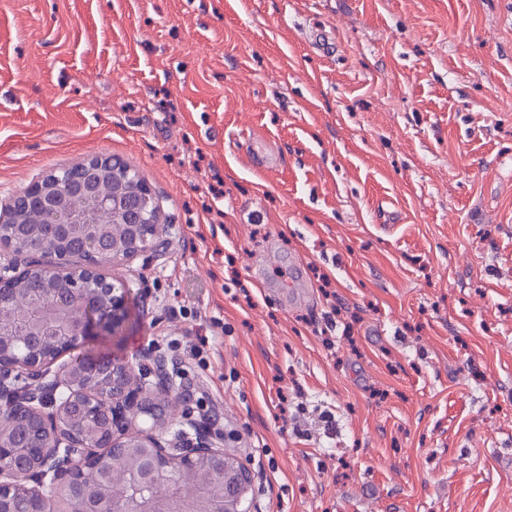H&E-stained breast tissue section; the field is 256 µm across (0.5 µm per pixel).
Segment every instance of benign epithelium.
<instances>
[{
	"instance_id": "1",
	"label": "benign epithelium",
	"mask_w": 512,
	"mask_h": 512,
	"mask_svg": "<svg viewBox=\"0 0 512 512\" xmlns=\"http://www.w3.org/2000/svg\"><path fill=\"white\" fill-rule=\"evenodd\" d=\"M98 175L68 197L61 178L49 172L25 190L41 216L31 224L13 208V197L0 200V283L4 270L29 287L0 290V308L23 310L44 305L46 323L29 329L27 352L0 341V417L20 419L21 431L0 434V512H41L26 508L46 501L38 478L53 473L59 486L72 484L85 467H94L112 484V500L123 512H206L203 500L215 488L223 508L250 512L253 473L236 454L216 445L201 430L163 437L176 397L163 382L147 389L150 371L120 358H82L72 353L93 336L117 335L126 319L129 287L104 272V266L161 249L164 225L159 200L148 182L127 163L110 156L87 161ZM138 196L131 205L127 190ZM23 249L47 258L21 273L10 253ZM82 264L72 263L74 258ZM58 337L59 349L41 351L37 337ZM71 358L57 371L51 367ZM113 448H123L135 463V483L113 479L101 466ZM197 474V480L170 479L165 490L145 498L142 489L170 470Z\"/></svg>"
}]
</instances>
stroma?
Segmentation results:
<instances>
[{
	"mask_svg": "<svg viewBox=\"0 0 512 512\" xmlns=\"http://www.w3.org/2000/svg\"><path fill=\"white\" fill-rule=\"evenodd\" d=\"M96 155L167 224L105 350L252 512H512V0H0V196Z\"/></svg>",
	"mask_w": 512,
	"mask_h": 512,
	"instance_id": "35a3bbf8",
	"label": "stroma"
}]
</instances>
